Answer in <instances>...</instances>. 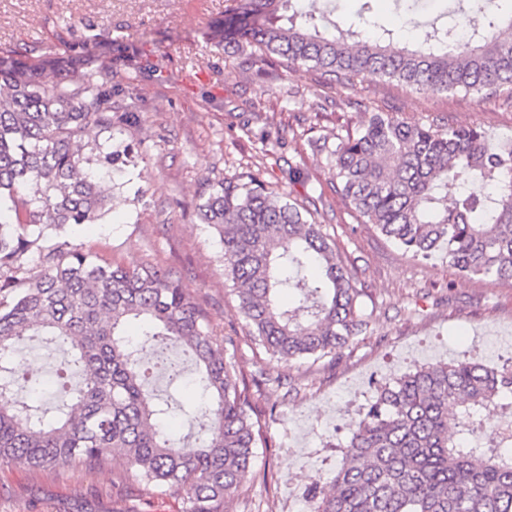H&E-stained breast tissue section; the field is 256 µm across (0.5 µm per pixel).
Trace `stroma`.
Instances as JSON below:
<instances>
[{
  "label": "stroma",
  "mask_w": 512,
  "mask_h": 512,
  "mask_svg": "<svg viewBox=\"0 0 512 512\" xmlns=\"http://www.w3.org/2000/svg\"><path fill=\"white\" fill-rule=\"evenodd\" d=\"M235 0H0V57L49 62L66 82L91 71L112 88L120 117L97 142L125 144L133 161L112 178V207L96 223L45 229L51 242L82 245L99 258L149 267L180 279L207 312L224 356L255 376L266 445L255 475L224 512H312L311 481L335 474L345 424L381 385L417 366L476 359L512 366V281L467 278L443 255L414 258L363 223L337 193L319 139L354 130L368 112L408 122L477 126L512 142V91L483 98L433 95L375 75L356 87L329 85L305 66L255 62L224 49V19ZM321 11L353 20L366 14L392 30L396 46L417 41L445 0L407 12L395 0H318ZM335 107L317 112L321 98ZM300 173L288 179L289 170ZM288 194L313 213L359 291L368 325L335 364L271 361L257 349L224 274L218 233L198 204L210 185L244 174ZM27 370L52 403L61 358L35 338L18 345ZM128 467L121 453L89 472L68 465L36 470L0 465V512H120L115 488Z\"/></svg>",
  "instance_id": "stroma-1"
}]
</instances>
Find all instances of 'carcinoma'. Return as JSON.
Wrapping results in <instances>:
<instances>
[{"label": "carcinoma", "mask_w": 512, "mask_h": 512, "mask_svg": "<svg viewBox=\"0 0 512 512\" xmlns=\"http://www.w3.org/2000/svg\"><path fill=\"white\" fill-rule=\"evenodd\" d=\"M237 28L224 39L288 66L306 65L345 87L368 74L431 93L495 95L512 87V0L478 27L466 11L429 24L416 47L391 31L368 37L327 16L283 18L290 0H236ZM112 127V91L85 73L61 86L44 63L0 60V465L78 463L101 468L120 450L130 468L117 486L183 495L184 512H224L253 472L262 433L249 383L224 359V337L179 280L102 263L44 229L93 224L111 189L95 167L131 162L115 145L92 158L85 139ZM337 192L381 235L415 257L442 252L469 278L512 281V142L479 127L409 123L372 113L336 136ZM223 245L224 271L253 341L270 359L335 362L366 326L359 292L322 225L265 182L227 179L198 205ZM37 252L43 269L28 272ZM137 323L143 341L126 332ZM26 336L70 354L53 411L15 398L16 345ZM178 348L198 370L201 441L176 445L166 428L180 405L150 389L153 373L184 380ZM512 397V367L477 360L409 371L377 392L348 424L329 484L307 492L315 512H512V421L478 433L482 416Z\"/></svg>", "instance_id": "cac0c4a2"}]
</instances>
